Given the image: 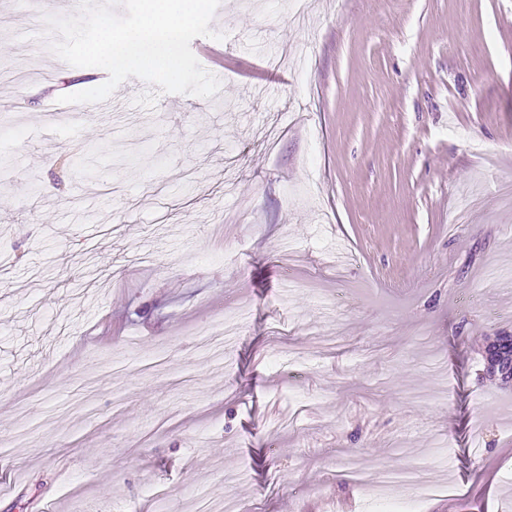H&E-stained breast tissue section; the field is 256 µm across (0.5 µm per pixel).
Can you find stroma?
Wrapping results in <instances>:
<instances>
[{
	"label": "stroma",
	"instance_id": "stroma-1",
	"mask_svg": "<svg viewBox=\"0 0 512 512\" xmlns=\"http://www.w3.org/2000/svg\"><path fill=\"white\" fill-rule=\"evenodd\" d=\"M308 2L221 0L215 96L83 116L78 6L0 0V512H366L414 461L512 512V0Z\"/></svg>",
	"mask_w": 512,
	"mask_h": 512
}]
</instances>
